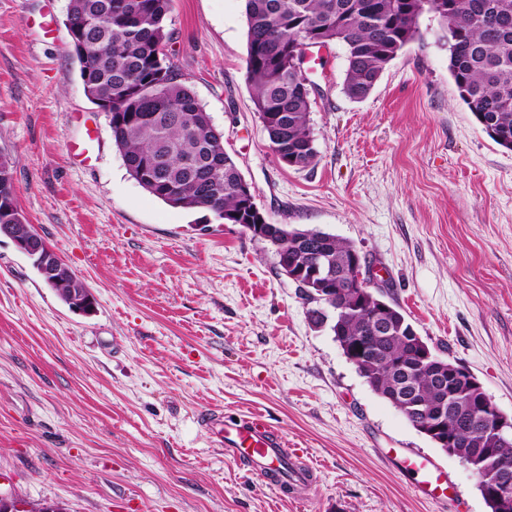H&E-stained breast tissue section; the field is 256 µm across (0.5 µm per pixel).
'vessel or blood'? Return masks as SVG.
Here are the masks:
<instances>
[{"label": "vessel or blood", "mask_w": 512, "mask_h": 512, "mask_svg": "<svg viewBox=\"0 0 512 512\" xmlns=\"http://www.w3.org/2000/svg\"><path fill=\"white\" fill-rule=\"evenodd\" d=\"M214 438L217 445L223 447L225 456L249 463L253 474L259 478L270 479L272 473L284 467L288 470L290 485L304 492L311 489L312 471L303 464L302 451L287 447L261 419L253 417L218 427ZM402 467L419 473L417 491L420 496L433 500L447 498L448 477L434 463L409 456L403 460Z\"/></svg>", "instance_id": "obj_1"}]
</instances>
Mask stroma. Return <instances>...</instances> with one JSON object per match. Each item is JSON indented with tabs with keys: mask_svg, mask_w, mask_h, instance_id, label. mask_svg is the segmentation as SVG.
Returning a JSON list of instances; mask_svg holds the SVG:
<instances>
[{
	"mask_svg": "<svg viewBox=\"0 0 512 512\" xmlns=\"http://www.w3.org/2000/svg\"><path fill=\"white\" fill-rule=\"evenodd\" d=\"M68 0H0V154L26 223L96 299L78 314L0 237V496L68 512H489L461 461L375 394L270 245L196 227L127 172L85 96ZM168 50L275 224L354 243L373 290L512 417V151L460 99L432 11L362 100L311 49L319 157L277 161L245 81L244 0H174ZM79 142L87 158L69 154ZM260 416L317 484L284 494L198 420ZM448 473L421 499L398 455Z\"/></svg>",
	"mask_w": 512,
	"mask_h": 512,
	"instance_id": "35a3bbf8",
	"label": "stroma"
}]
</instances>
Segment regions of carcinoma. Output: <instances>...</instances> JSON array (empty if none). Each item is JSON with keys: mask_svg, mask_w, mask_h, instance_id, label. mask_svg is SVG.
<instances>
[{"mask_svg": "<svg viewBox=\"0 0 512 512\" xmlns=\"http://www.w3.org/2000/svg\"><path fill=\"white\" fill-rule=\"evenodd\" d=\"M422 0H245V76L255 110L272 152H288V166L315 165L319 151L310 127V90L297 69L294 52L310 40L339 43L347 67L343 92L366 98L387 66L413 41ZM447 29L448 70L461 100L500 146L512 150V0H431ZM173 0H69L66 20L84 29L83 50L74 51L87 99L131 121L112 123V141L131 177L150 179L142 187L164 203L204 213L205 223L244 224L255 202L241 196L240 171L177 66L158 47L171 39L168 20ZM13 161L0 163V198L13 193ZM271 247L293 265L325 257L344 275L357 246L317 228L279 225ZM341 319L329 325L362 348L357 369L368 386L414 395L429 415L445 391L429 365L414 364L406 331L409 321L391 306V330L373 335L369 314L355 307L343 282L332 292ZM441 426L456 440L458 457L472 463L481 478L506 471L512 479V440L493 441L486 421L475 414L482 396L469 386L453 387Z\"/></svg>", "mask_w": 512, "mask_h": 512, "instance_id": "1", "label": "carcinoma"}]
</instances>
